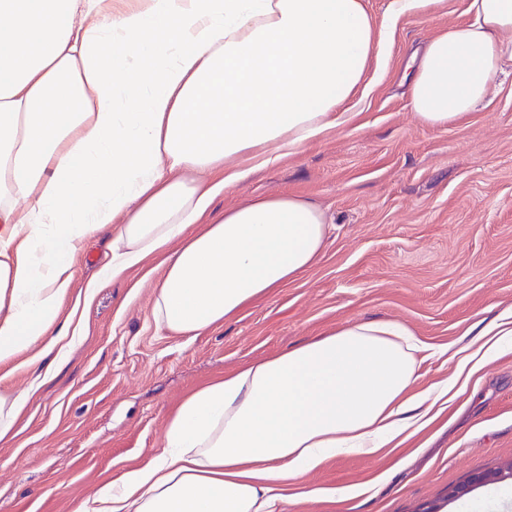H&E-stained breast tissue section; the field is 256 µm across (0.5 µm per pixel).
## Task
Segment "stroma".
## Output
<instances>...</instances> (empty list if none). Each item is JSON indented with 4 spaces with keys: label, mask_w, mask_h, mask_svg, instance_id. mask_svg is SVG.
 Masks as SVG:
<instances>
[{
    "label": "stroma",
    "mask_w": 512,
    "mask_h": 512,
    "mask_svg": "<svg viewBox=\"0 0 512 512\" xmlns=\"http://www.w3.org/2000/svg\"><path fill=\"white\" fill-rule=\"evenodd\" d=\"M363 0L381 40L351 119L219 194L215 210L266 194L310 198L335 229L317 263L230 321L179 336L152 314L164 267L148 259L80 304L82 334L37 365L0 366V394L31 391L0 443V512H75L98 487L163 447L171 415L238 366L368 319L406 323L429 348L419 388L451 375L458 350L512 308V75L465 119L421 125L400 77L411 51L469 21L472 0H442L428 22L388 20ZM90 237L72 257L83 289L112 253ZM512 464V351L483 363L427 426L375 455L325 460L288 489L280 512H512L506 484L452 500L478 473ZM347 488L351 497L331 492Z\"/></svg>",
    "instance_id": "1"
}]
</instances>
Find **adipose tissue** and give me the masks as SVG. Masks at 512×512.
Returning <instances> with one entry per match:
<instances>
[{
	"instance_id": "obj_1",
	"label": "adipose tissue",
	"mask_w": 512,
	"mask_h": 512,
	"mask_svg": "<svg viewBox=\"0 0 512 512\" xmlns=\"http://www.w3.org/2000/svg\"><path fill=\"white\" fill-rule=\"evenodd\" d=\"M430 39L406 75L420 123L445 128L512 70V0ZM374 50L362 0H0V364L69 337L71 257L117 225L86 294L164 257L153 314L194 336L310 269L331 234L280 194L214 213L224 189L345 120ZM220 170L216 184L197 181ZM441 384L428 347L363 320L244 365L188 396L160 452L76 512H277L336 454H375L432 418L512 347V312Z\"/></svg>"
}]
</instances>
